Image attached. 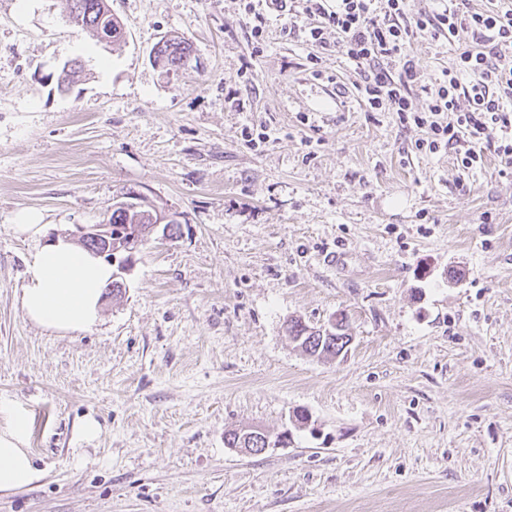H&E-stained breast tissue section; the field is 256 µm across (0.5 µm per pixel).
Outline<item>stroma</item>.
Listing matches in <instances>:
<instances>
[{"mask_svg":"<svg viewBox=\"0 0 512 512\" xmlns=\"http://www.w3.org/2000/svg\"><path fill=\"white\" fill-rule=\"evenodd\" d=\"M109 4L117 44L65 0H0V405L43 472L0 512H512V166L417 151L426 128L368 111L336 53L314 78L307 16L271 13L259 49L244 0ZM166 35L195 68L153 65ZM131 190L176 238L140 247L87 331L30 322L18 215L68 235ZM339 313L344 356L285 333ZM242 426L288 441L245 455L224 444Z\"/></svg>","mask_w":512,"mask_h":512,"instance_id":"obj_1","label":"stroma"}]
</instances>
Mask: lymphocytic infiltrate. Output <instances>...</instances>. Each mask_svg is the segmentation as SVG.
<instances>
[{
    "instance_id": "lymphocytic-infiltrate-1",
    "label": "lymphocytic infiltrate",
    "mask_w": 512,
    "mask_h": 512,
    "mask_svg": "<svg viewBox=\"0 0 512 512\" xmlns=\"http://www.w3.org/2000/svg\"><path fill=\"white\" fill-rule=\"evenodd\" d=\"M315 17L306 38L321 50H336L355 67V88L368 111L397 112L429 130L419 151L439 152L466 143L460 162L472 168L494 147L512 162V0H447L441 10L410 15L407 0H247L244 13L256 43H264L269 11ZM335 41H328L326 31ZM455 48L451 67L426 83L409 51L418 35ZM427 96L425 108L415 103Z\"/></svg>"
}]
</instances>
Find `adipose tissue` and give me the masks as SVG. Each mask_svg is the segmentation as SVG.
I'll use <instances>...</instances> for the list:
<instances>
[{
	"label": "adipose tissue",
	"instance_id": "1",
	"mask_svg": "<svg viewBox=\"0 0 512 512\" xmlns=\"http://www.w3.org/2000/svg\"><path fill=\"white\" fill-rule=\"evenodd\" d=\"M13 231L41 240L27 268L22 308L30 321L53 333L85 331L99 319L103 290L113 268L75 244L69 237L48 238L33 213L22 214ZM0 491L31 487L40 477L29 450L30 420L25 413L0 412Z\"/></svg>",
	"mask_w": 512,
	"mask_h": 512
}]
</instances>
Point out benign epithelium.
Segmentation results:
<instances>
[{
  "mask_svg": "<svg viewBox=\"0 0 512 512\" xmlns=\"http://www.w3.org/2000/svg\"><path fill=\"white\" fill-rule=\"evenodd\" d=\"M151 224H128L126 225L125 235L120 238L112 237V208H107L105 220L97 224H89L80 227L78 242L82 245H91L95 248V254L98 257L105 258L107 261L118 267L121 272H127L132 265L134 253L157 229H162L163 235H168L172 218L164 211L156 208L152 215ZM304 328L303 335L294 336L295 342H304L311 344L313 342L323 343L326 336L333 334L337 330L344 328L340 318L335 317L327 323L316 327L310 326L306 322H301ZM242 438L236 451L242 454H258L263 452V448L269 447L272 435L259 427H250L241 429Z\"/></svg>",
  "mask_w": 512,
  "mask_h": 512,
  "instance_id": "obj_1",
  "label": "benign epithelium"
}]
</instances>
